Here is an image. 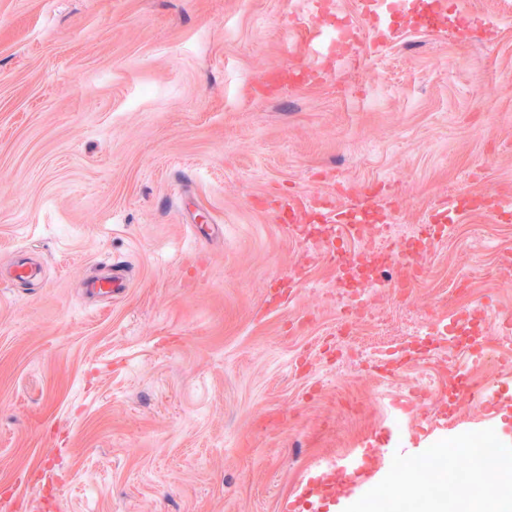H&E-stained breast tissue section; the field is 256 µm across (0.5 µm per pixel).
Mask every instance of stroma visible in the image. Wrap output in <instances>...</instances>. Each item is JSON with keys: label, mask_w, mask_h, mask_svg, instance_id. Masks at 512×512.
<instances>
[{"label": "stroma", "mask_w": 512, "mask_h": 512, "mask_svg": "<svg viewBox=\"0 0 512 512\" xmlns=\"http://www.w3.org/2000/svg\"><path fill=\"white\" fill-rule=\"evenodd\" d=\"M454 3L310 80L296 0H0V512H281L365 446L392 478L396 397L406 427H436L431 454L455 426L512 435V402L452 392L436 357L372 363L474 305L492 333L449 357L512 386V363L468 358L512 319V221L455 205L512 188V0ZM349 192L399 201L401 229L439 207L455 229L340 360L336 268L289 283L302 236L271 203ZM20 250L40 274L11 283ZM104 259L132 271L116 301L85 292Z\"/></svg>", "instance_id": "stroma-1"}]
</instances>
